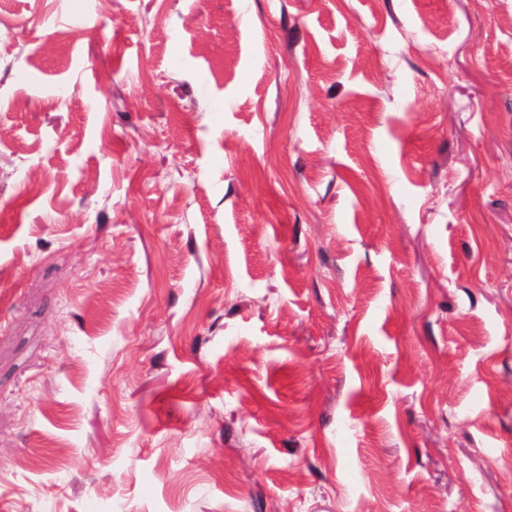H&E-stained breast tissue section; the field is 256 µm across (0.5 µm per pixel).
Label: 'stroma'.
I'll return each mask as SVG.
<instances>
[{"label":"stroma","mask_w":512,"mask_h":512,"mask_svg":"<svg viewBox=\"0 0 512 512\" xmlns=\"http://www.w3.org/2000/svg\"><path fill=\"white\" fill-rule=\"evenodd\" d=\"M0 512H512V0H0Z\"/></svg>","instance_id":"obj_1"}]
</instances>
